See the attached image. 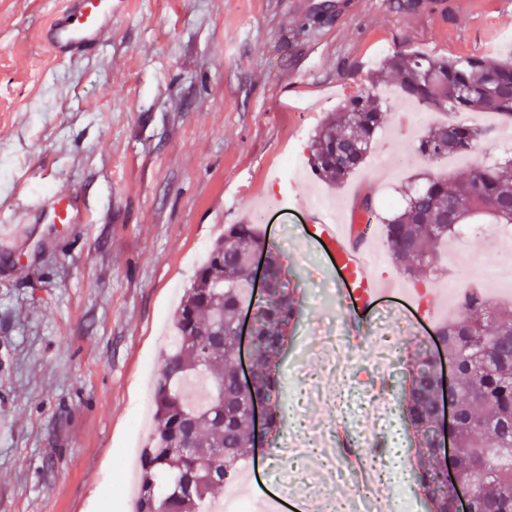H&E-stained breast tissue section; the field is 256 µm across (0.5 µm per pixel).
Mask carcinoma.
<instances>
[{
    "label": "carcinoma",
    "instance_id": "carcinoma-1",
    "mask_svg": "<svg viewBox=\"0 0 512 512\" xmlns=\"http://www.w3.org/2000/svg\"><path fill=\"white\" fill-rule=\"evenodd\" d=\"M398 77L400 91L430 108L455 112L512 114V58H434L399 51L386 58L375 73L378 80ZM383 120L382 105L358 96L329 113L309 146L314 173L331 187H339L362 167ZM491 134L452 117L418 140L417 150L436 164L454 153L472 151ZM512 207V178L497 164L470 167L446 177L427 180L407 195L405 206L377 225L392 261L415 282L437 269L441 249L459 233L461 225L478 214L498 224H512L504 211ZM267 251L274 288L260 305L255 341L254 382L237 385L232 364L237 310L249 299L244 288L246 253ZM284 276L274 246L268 245L254 224H234L215 242L190 288L186 289L175 321L177 342L165 355L154 392L156 426L145 448L135 512H197L224 485L234 482L242 462L252 451L247 412L249 402L269 404L268 433L277 440L281 425L278 373L275 359L288 340L298 308L295 288ZM458 317L438 326L445 352L454 357L478 342L496 345L486 369L462 362L457 400L461 420L453 431L457 468L462 479L482 463L484 449L512 442V305L501 307L481 289L471 287L457 302ZM435 353L421 350L400 405L414 431L417 454L415 483L430 500V512H453V491L445 484L432 451L429 434L437 422L439 387ZM207 377L206 399L191 401L185 383ZM199 479L194 497H185L180 477ZM224 476V484L213 477ZM474 512H512V470L493 474L480 487Z\"/></svg>",
    "mask_w": 512,
    "mask_h": 512
}]
</instances>
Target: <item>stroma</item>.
I'll list each match as a JSON object with an SVG mask.
<instances>
[{
    "label": "stroma",
    "instance_id": "obj_1",
    "mask_svg": "<svg viewBox=\"0 0 512 512\" xmlns=\"http://www.w3.org/2000/svg\"><path fill=\"white\" fill-rule=\"evenodd\" d=\"M64 0H0V220L33 194H84L91 221L34 225L23 258L0 245V512H128L127 456L153 397L177 304L202 257L233 224H258L301 293L281 380L345 400L346 439L386 441L414 460L401 412L374 434L364 400L401 396L416 346L455 312L448 285L478 260L512 257V236H475L445 274L404 279L432 320L413 316L400 356L380 366L373 328L344 376L301 352L347 335L338 274L309 238L321 210L312 171L280 180L289 148L308 154L327 113L370 95L386 108L372 157L334 195L370 196L380 214L439 169L416 150L442 120L403 102L372 72L386 54L435 58L512 53L505 0H127L103 49L61 64L42 33ZM321 23H312L313 15ZM405 164L380 178L377 158Z\"/></svg>",
    "mask_w": 512,
    "mask_h": 512
}]
</instances>
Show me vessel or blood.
Returning a JSON list of instances; mask_svg holds the SVG:
<instances>
[{"label": "vessel or blood", "instance_id": "vessel-or-blood-1", "mask_svg": "<svg viewBox=\"0 0 512 512\" xmlns=\"http://www.w3.org/2000/svg\"><path fill=\"white\" fill-rule=\"evenodd\" d=\"M124 9L125 0H67L65 10L44 30L43 37L58 60L75 59L105 45L113 17ZM32 216L51 224H83L87 204L71 190L32 196L17 223L0 225V241L25 244L30 234L27 220ZM359 233V225L353 223L322 221L315 226L317 240L341 274L339 293L349 310L348 331L355 338L367 335L380 318V298L400 294L390 282L373 276L364 259L366 246L358 241Z\"/></svg>", "mask_w": 512, "mask_h": 512}]
</instances>
